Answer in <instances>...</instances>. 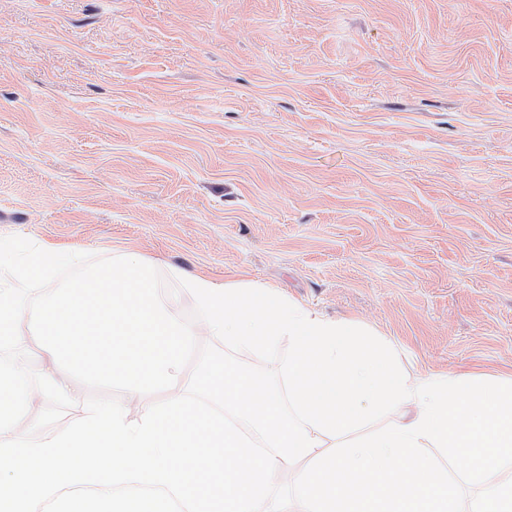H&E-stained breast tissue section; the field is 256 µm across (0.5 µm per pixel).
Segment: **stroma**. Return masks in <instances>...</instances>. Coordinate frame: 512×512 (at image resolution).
I'll use <instances>...</instances> for the list:
<instances>
[{
    "label": "stroma",
    "mask_w": 512,
    "mask_h": 512,
    "mask_svg": "<svg viewBox=\"0 0 512 512\" xmlns=\"http://www.w3.org/2000/svg\"><path fill=\"white\" fill-rule=\"evenodd\" d=\"M9 235L511 378L512 0H0Z\"/></svg>",
    "instance_id": "stroma-1"
}]
</instances>
